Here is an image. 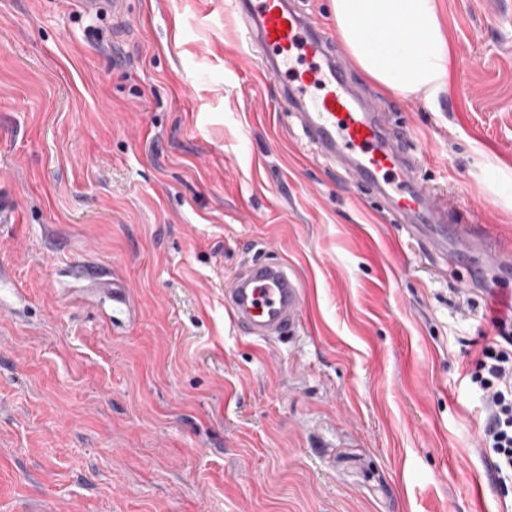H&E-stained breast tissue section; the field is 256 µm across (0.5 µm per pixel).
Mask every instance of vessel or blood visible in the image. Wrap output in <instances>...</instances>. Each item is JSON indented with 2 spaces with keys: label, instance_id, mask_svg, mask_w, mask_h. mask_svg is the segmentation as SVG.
<instances>
[{
  "label": "vessel or blood",
  "instance_id": "1",
  "mask_svg": "<svg viewBox=\"0 0 512 512\" xmlns=\"http://www.w3.org/2000/svg\"><path fill=\"white\" fill-rule=\"evenodd\" d=\"M241 15L247 38L261 53V69L279 89L291 118L322 158L357 176L373 201L435 254L449 242L488 249L483 226L453 220L437 203V190L422 178L421 155L409 152L384 111L350 81L328 38L287 0H224ZM112 311L129 313L128 291L110 274L87 268ZM303 284L282 263L257 258L224 291V308L236 330L256 340L295 333Z\"/></svg>",
  "mask_w": 512,
  "mask_h": 512
}]
</instances>
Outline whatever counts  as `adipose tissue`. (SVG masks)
I'll list each match as a JSON object with an SVG mask.
<instances>
[{"label": "adipose tissue", "mask_w": 512, "mask_h": 512, "mask_svg": "<svg viewBox=\"0 0 512 512\" xmlns=\"http://www.w3.org/2000/svg\"><path fill=\"white\" fill-rule=\"evenodd\" d=\"M333 13L347 51L368 79L395 93L436 96L446 75L448 44L434 0H333ZM363 21L368 31H361ZM397 23L417 32V39H385Z\"/></svg>", "instance_id": "obj_1"}]
</instances>
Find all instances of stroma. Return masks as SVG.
I'll return each mask as SVG.
<instances>
[{"mask_svg":"<svg viewBox=\"0 0 512 512\" xmlns=\"http://www.w3.org/2000/svg\"><path fill=\"white\" fill-rule=\"evenodd\" d=\"M434 3L435 99L350 79L512 248V0ZM244 26L224 0H0V512H512L465 376L512 272L385 222L292 126ZM260 256L304 284L292 338L224 309ZM85 273L96 283L97 288H95V290L100 294L112 297V317L114 319H117L114 314L121 315L130 312L131 305L128 291L126 288H122L111 274L92 267L87 268Z\"/></svg>","mask_w":512,"mask_h":512,"instance_id":"obj_1","label":"stroma"}]
</instances>
